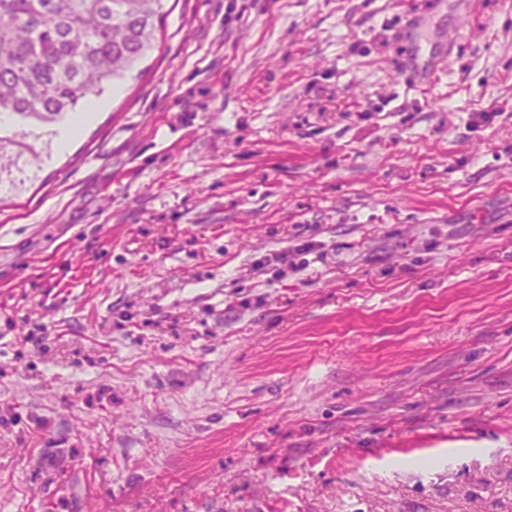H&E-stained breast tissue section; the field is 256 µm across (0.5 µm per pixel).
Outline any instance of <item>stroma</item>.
Segmentation results:
<instances>
[{
  "mask_svg": "<svg viewBox=\"0 0 512 512\" xmlns=\"http://www.w3.org/2000/svg\"><path fill=\"white\" fill-rule=\"evenodd\" d=\"M169 0L0 185V512H512V0ZM407 52L403 56L404 73L423 89L431 88L447 69L450 41L447 34L426 38L420 21L410 18L400 30Z\"/></svg>",
  "mask_w": 512,
  "mask_h": 512,
  "instance_id": "stroma-1",
  "label": "stroma"
}]
</instances>
